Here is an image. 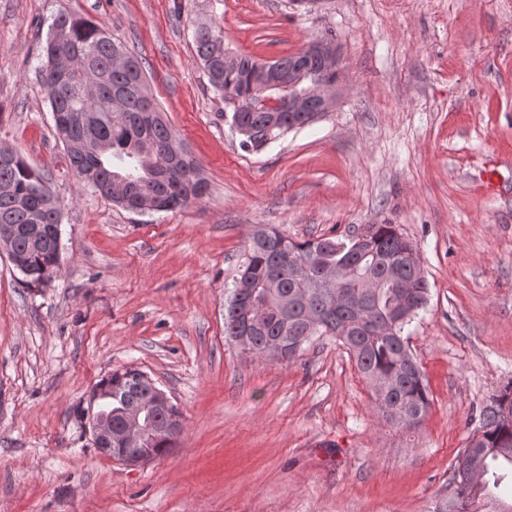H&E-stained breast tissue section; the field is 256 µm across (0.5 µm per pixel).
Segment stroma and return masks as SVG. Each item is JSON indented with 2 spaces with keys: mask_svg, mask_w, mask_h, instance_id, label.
I'll return each mask as SVG.
<instances>
[{
  "mask_svg": "<svg viewBox=\"0 0 512 512\" xmlns=\"http://www.w3.org/2000/svg\"><path fill=\"white\" fill-rule=\"evenodd\" d=\"M59 14L141 58L205 197L133 212L74 177L40 74ZM201 21L257 57L334 39L343 98L242 148L195 52ZM1 146L43 176L62 248L45 286L0 253V512H432L451 494L480 408L512 381V0H0ZM368 224L395 225L429 284L406 330L430 397L412 430L385 421L334 338L287 362L224 334L256 228ZM125 368L183 413L175 447L136 467L79 419Z\"/></svg>",
  "mask_w": 512,
  "mask_h": 512,
  "instance_id": "stroma-1",
  "label": "stroma"
}]
</instances>
